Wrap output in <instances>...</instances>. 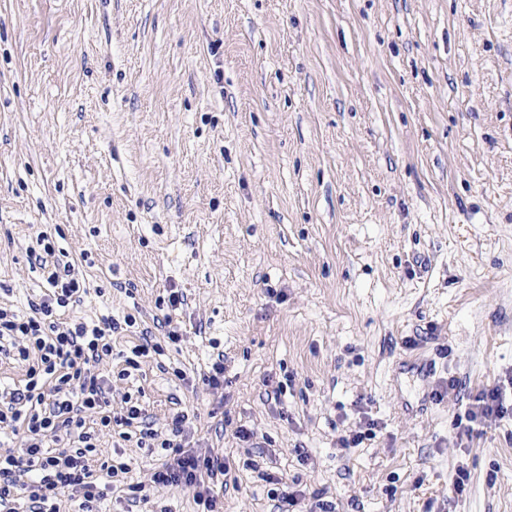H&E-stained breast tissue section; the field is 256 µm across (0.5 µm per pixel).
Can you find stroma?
<instances>
[{
  "mask_svg": "<svg viewBox=\"0 0 512 512\" xmlns=\"http://www.w3.org/2000/svg\"><path fill=\"white\" fill-rule=\"evenodd\" d=\"M43 232L85 259L69 321L135 319L101 365L113 411L140 394L163 439L194 412L237 477L223 512H512V409L458 428L512 379V0H0L19 314ZM145 330L162 354L117 379ZM99 444L147 495L107 512H196L153 482L161 449Z\"/></svg>",
  "mask_w": 512,
  "mask_h": 512,
  "instance_id": "stroma-1",
  "label": "stroma"
}]
</instances>
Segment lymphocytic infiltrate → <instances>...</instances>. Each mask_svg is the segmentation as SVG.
I'll return each mask as SVG.
<instances>
[{
	"instance_id": "lymphocytic-infiltrate-1",
	"label": "lymphocytic infiltrate",
	"mask_w": 512,
	"mask_h": 512,
	"mask_svg": "<svg viewBox=\"0 0 512 512\" xmlns=\"http://www.w3.org/2000/svg\"><path fill=\"white\" fill-rule=\"evenodd\" d=\"M54 249L44 245L36 261L47 284L28 313L0 307V356L20 364L23 375L11 388H0V512H61L66 498H78L73 512H99L115 480L129 474V464L101 462L91 468L98 434L120 428L130 439L138 428L141 439H154L144 427L145 409L128 401L123 413L112 411V381L97 366L112 356L117 322L70 323L66 311L81 303L87 292L72 263L54 261ZM187 414L173 420L172 438L162 440L166 451L153 474L155 484L195 487L196 502L216 512L211 493L214 480L230 479L231 469L211 449L191 444Z\"/></svg>"
}]
</instances>
